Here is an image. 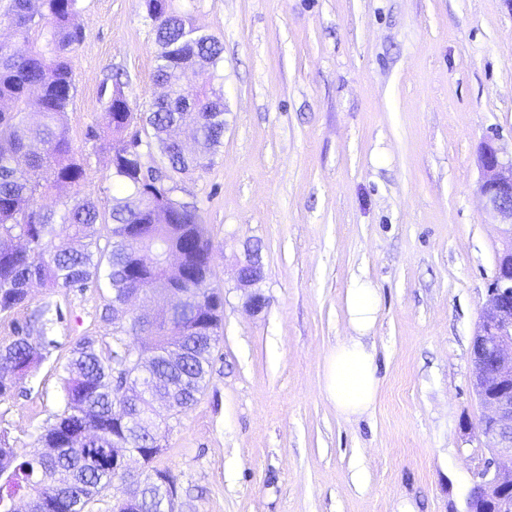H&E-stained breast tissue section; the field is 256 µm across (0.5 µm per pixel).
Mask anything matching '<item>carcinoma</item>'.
<instances>
[{
	"label": "carcinoma",
	"mask_w": 512,
	"mask_h": 512,
	"mask_svg": "<svg viewBox=\"0 0 512 512\" xmlns=\"http://www.w3.org/2000/svg\"><path fill=\"white\" fill-rule=\"evenodd\" d=\"M155 34L153 79L172 90L134 114L120 76L113 79L105 124L91 132L95 149L112 155V206L104 214L82 193L87 159L72 148L66 114L75 90L70 54L82 37L81 0H12L8 29L0 40V313L27 306L29 290H82L108 285L106 310L135 291L165 286V256L184 258L171 284L186 300L171 316L134 315L123 336L105 348L85 337L61 365L64 407L40 434L42 448L19 459L0 435V512L22 493L28 512H87L119 490L112 473V451L152 448L170 430L168 421L196 401L206 384L213 349L222 332L223 297L205 287L211 276L212 243L194 208L173 197L168 182L144 181L143 148L158 144L159 166L176 177L206 168L224 139V94L210 91L223 45L193 27L170 0H144ZM30 43L17 52L13 40ZM205 66L202 81L182 94V64ZM153 138L137 143L122 136L131 115ZM190 124L196 136L181 140L175 130ZM69 186L73 195L54 211L42 198ZM68 234L59 238L55 225ZM46 305L34 321L15 327L16 336L0 348V402L9 399L26 373L46 359ZM40 340L32 339L33 335ZM151 337L156 395L171 411L151 409L145 391L128 376L136 369L131 352L140 337ZM139 507L156 512L161 487L174 486L168 470L152 469Z\"/></svg>",
	"instance_id": "obj_1"
}]
</instances>
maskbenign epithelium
<instances>
[{"label": "benign epithelium", "mask_w": 512, "mask_h": 512, "mask_svg": "<svg viewBox=\"0 0 512 512\" xmlns=\"http://www.w3.org/2000/svg\"><path fill=\"white\" fill-rule=\"evenodd\" d=\"M481 180L478 194L499 223L512 227V157L503 158L492 142L479 155ZM264 268L259 253L245 247L237 263V288L248 293L247 307L254 315L266 307L265 298L250 292L262 280ZM473 386L487 409L479 424L491 457L478 474L465 499L464 512H512V245L496 261L488 301L472 346ZM138 451L125 456L112 454V471L124 478V487L112 495V512L134 504L133 491L141 477L131 473L129 462Z\"/></svg>", "instance_id": "benign-epithelium-1"}]
</instances>
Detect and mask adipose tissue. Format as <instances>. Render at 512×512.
<instances>
[{
	"label": "adipose tissue",
	"mask_w": 512,
	"mask_h": 512,
	"mask_svg": "<svg viewBox=\"0 0 512 512\" xmlns=\"http://www.w3.org/2000/svg\"><path fill=\"white\" fill-rule=\"evenodd\" d=\"M345 304L351 334L328 357L323 388L337 415L350 419L368 413L378 398L375 356L363 342L376 323L377 292L369 283L355 282L346 292Z\"/></svg>",
	"instance_id": "adipose-tissue-1"
}]
</instances>
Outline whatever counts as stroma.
<instances>
[{
    "instance_id": "obj_1",
    "label": "stroma",
    "mask_w": 512,
    "mask_h": 512,
    "mask_svg": "<svg viewBox=\"0 0 512 512\" xmlns=\"http://www.w3.org/2000/svg\"><path fill=\"white\" fill-rule=\"evenodd\" d=\"M69 137L88 157L83 192L112 205L111 157L93 149L101 85L134 104L160 92L143 0H82ZM224 45V141L176 177L214 244L209 288L223 333L197 402L172 421L153 465L177 479L178 512H463L488 456L475 426L471 344L503 225L478 194V152L512 155V6L506 0H172ZM260 241L265 297L252 314L235 269ZM376 288L366 342L380 391L347 420L322 391L349 335L345 295ZM107 289L30 290L0 314V345L43 305L61 317L49 354L0 403L18 457L63 407L59 364L111 341Z\"/></svg>"
}]
</instances>
